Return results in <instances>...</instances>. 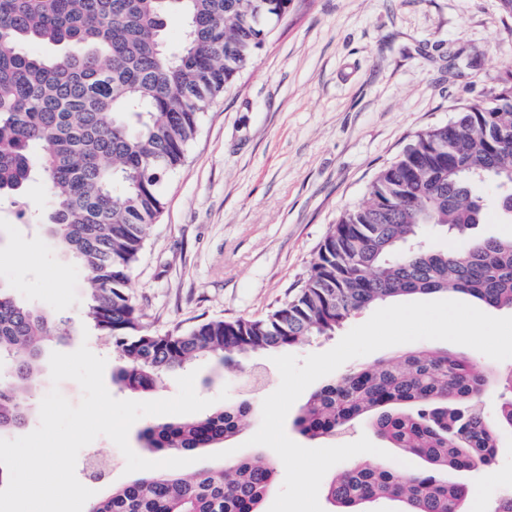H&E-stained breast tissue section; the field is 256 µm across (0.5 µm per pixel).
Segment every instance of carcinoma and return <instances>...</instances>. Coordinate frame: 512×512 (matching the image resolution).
Returning a JSON list of instances; mask_svg holds the SVG:
<instances>
[{"instance_id": "obj_1", "label": "carcinoma", "mask_w": 512, "mask_h": 512, "mask_svg": "<svg viewBox=\"0 0 512 512\" xmlns=\"http://www.w3.org/2000/svg\"><path fill=\"white\" fill-rule=\"evenodd\" d=\"M288 0H0V197L40 179L49 210L20 213L89 283L82 316L69 323L19 300L0 280V432L29 420L46 344L85 327L122 361L112 381L150 392L165 372L198 358L233 367L252 355L332 336L352 315L394 300L454 292L512 310V238L479 237L493 205L512 216V97L459 109L419 133L377 174L369 198L325 236L299 288L257 319H201L151 329L129 292L130 273L162 187L183 162L210 102L253 61ZM173 13L182 43L165 39ZM31 43L55 49L27 51ZM444 236L456 245L434 244ZM499 392L496 414L482 403ZM250 401L198 419L152 423L142 447L193 454L237 434ZM417 470L376 461L343 465L326 484L333 512L399 501L404 512H466L467 487L448 471L491 465L501 430H512V366L490 370L444 350L420 348L345 371L314 392L293 426L334 438L358 422ZM277 461L247 456L194 474L137 477L88 512H263Z\"/></svg>"}]
</instances>
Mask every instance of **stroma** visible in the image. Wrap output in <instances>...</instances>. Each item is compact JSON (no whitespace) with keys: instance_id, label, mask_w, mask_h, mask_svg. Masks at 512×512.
<instances>
[{"instance_id":"1","label":"stroma","mask_w":512,"mask_h":512,"mask_svg":"<svg viewBox=\"0 0 512 512\" xmlns=\"http://www.w3.org/2000/svg\"><path fill=\"white\" fill-rule=\"evenodd\" d=\"M512 72V15L499 0H288L251 65L204 113L185 162L165 184L130 292L155 330L200 318H256L306 277L327 232L362 203L378 172L415 136L486 99ZM43 184L0 201V280L23 302L79 319L88 284L43 232L18 220ZM212 399L262 402L280 384L270 354L226 369L194 363ZM494 462L452 473L467 512L512 493V431ZM96 496L128 480L119 448Z\"/></svg>"}]
</instances>
